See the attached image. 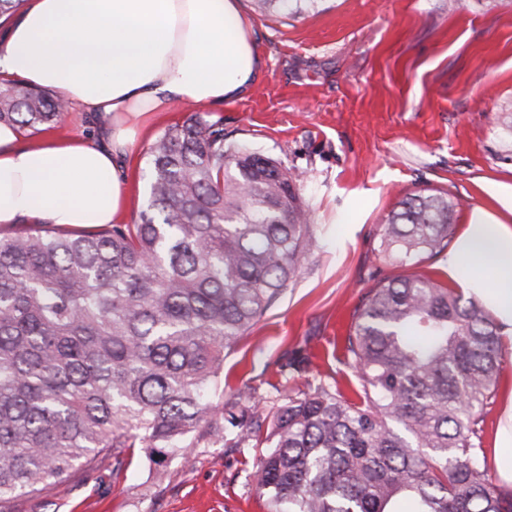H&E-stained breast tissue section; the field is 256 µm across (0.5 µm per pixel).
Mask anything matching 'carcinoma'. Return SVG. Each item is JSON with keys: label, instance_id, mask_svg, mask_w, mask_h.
I'll return each mask as SVG.
<instances>
[{"label": "carcinoma", "instance_id": "cac0c4a2", "mask_svg": "<svg viewBox=\"0 0 512 512\" xmlns=\"http://www.w3.org/2000/svg\"><path fill=\"white\" fill-rule=\"evenodd\" d=\"M297 15L315 0H256ZM59 91L0 89V122L49 129ZM138 224L0 234V512L127 448L180 457L201 441L259 448L268 512H512L483 437L502 368L500 326L477 300L419 274L384 278L345 338L361 382H323L218 408L210 394L237 344L316 247L303 173L227 141L197 111L150 147ZM448 193L410 194L381 252L418 264L455 234ZM280 372L309 359L285 351Z\"/></svg>", "mask_w": 512, "mask_h": 512}]
</instances>
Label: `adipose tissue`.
<instances>
[{"label":"adipose tissue","instance_id":"1","mask_svg":"<svg viewBox=\"0 0 512 512\" xmlns=\"http://www.w3.org/2000/svg\"><path fill=\"white\" fill-rule=\"evenodd\" d=\"M260 68L239 0H26L0 25V82L62 90L104 140L33 147L19 125L0 123V227L117 223L128 206L124 161L147 117L236 99ZM444 266L499 323L512 354V224L476 211ZM506 393L490 455L512 489V386Z\"/></svg>","mask_w":512,"mask_h":512}]
</instances>
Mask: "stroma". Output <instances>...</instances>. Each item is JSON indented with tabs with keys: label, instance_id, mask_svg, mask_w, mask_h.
I'll list each match as a JSON object with an SVG mask.
<instances>
[{
	"label": "stroma",
	"instance_id": "35a3bbf8",
	"mask_svg": "<svg viewBox=\"0 0 512 512\" xmlns=\"http://www.w3.org/2000/svg\"><path fill=\"white\" fill-rule=\"evenodd\" d=\"M261 70L241 97L210 107L230 142L304 172L317 249L294 285L224 357L214 402L243 390L273 399L285 380L276 363L303 349L308 378L357 400L360 381L344 358L347 336L367 291L380 279L419 271L447 283L440 258L419 267L377 259L383 223L404 196L448 191L456 224L477 209L496 210L491 182L512 184V0H318L309 12L260 14L240 0ZM193 105L158 113L127 161L135 224L148 197V149ZM96 123L65 111L50 137L97 141ZM256 449L211 445L192 462L157 465L127 449L113 471L94 466L56 482L15 512H267L248 483Z\"/></svg>",
	"mask_w": 512,
	"mask_h": 512
}]
</instances>
